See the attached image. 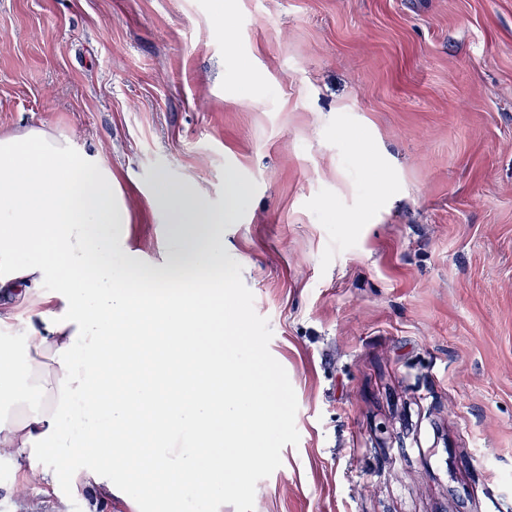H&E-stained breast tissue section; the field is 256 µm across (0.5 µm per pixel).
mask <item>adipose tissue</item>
I'll return each mask as SVG.
<instances>
[{
	"label": "adipose tissue",
	"instance_id": "1",
	"mask_svg": "<svg viewBox=\"0 0 512 512\" xmlns=\"http://www.w3.org/2000/svg\"><path fill=\"white\" fill-rule=\"evenodd\" d=\"M172 224L163 266H112V173L40 128L0 138V326L20 298H39L21 349H0V453L25 494L91 491L108 501L141 483L155 512H183V495H223L210 458L213 423L254 434L278 401L254 391L229 360L198 351L207 310L190 282L224 271L219 219L183 184L160 181Z\"/></svg>",
	"mask_w": 512,
	"mask_h": 512
}]
</instances>
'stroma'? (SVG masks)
Listing matches in <instances>:
<instances>
[{"mask_svg":"<svg viewBox=\"0 0 512 512\" xmlns=\"http://www.w3.org/2000/svg\"><path fill=\"white\" fill-rule=\"evenodd\" d=\"M193 185L295 390L255 512H512V0H0V136ZM0 512H56L10 490Z\"/></svg>","mask_w":512,"mask_h":512,"instance_id":"obj_1","label":"stroma"}]
</instances>
